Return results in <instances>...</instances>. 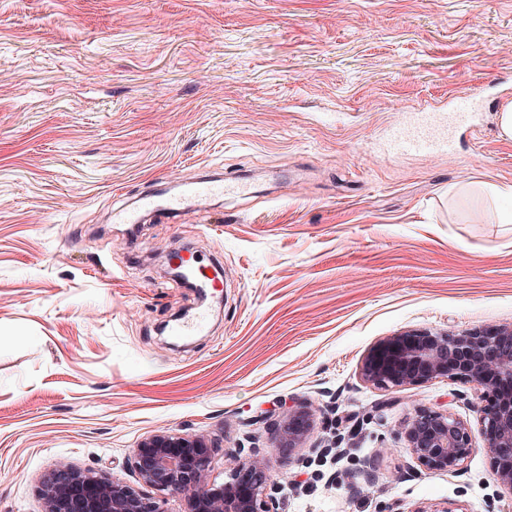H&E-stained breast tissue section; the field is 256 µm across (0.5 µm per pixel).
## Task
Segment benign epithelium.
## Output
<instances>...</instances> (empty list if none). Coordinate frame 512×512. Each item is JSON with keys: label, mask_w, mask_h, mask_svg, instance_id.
<instances>
[{"label": "benign epithelium", "mask_w": 512, "mask_h": 512, "mask_svg": "<svg viewBox=\"0 0 512 512\" xmlns=\"http://www.w3.org/2000/svg\"><path fill=\"white\" fill-rule=\"evenodd\" d=\"M168 277L190 288L177 254L168 255ZM365 382L388 390L452 377L480 387L476 407L485 429L486 451L500 483L512 490V394L497 397L495 383L512 385V326L465 334L404 333L389 336L364 357ZM313 427L311 414L291 408L282 417L273 447H303ZM406 448L429 472H456L469 458L472 438L465 423L447 414L422 410L404 429ZM139 486L105 472L61 467L43 480V512H70L59 493L65 480L85 489L81 512H169L180 496L182 512H278L269 497L271 474L265 464L246 459L225 474L212 476V445L203 437L159 433L141 442L129 460Z\"/></svg>", "instance_id": "benign-epithelium-1"}]
</instances>
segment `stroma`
Masks as SVG:
<instances>
[{
  "mask_svg": "<svg viewBox=\"0 0 512 512\" xmlns=\"http://www.w3.org/2000/svg\"><path fill=\"white\" fill-rule=\"evenodd\" d=\"M475 93L448 153L385 149ZM510 103L512 0H0V512L63 464L133 481L160 431L265 463L279 512H512L476 385L361 378L386 337L512 325ZM205 175L249 190L112 220ZM184 246L224 277L181 344ZM285 404L314 427L277 452ZM422 410L467 426L461 470L409 454Z\"/></svg>",
  "mask_w": 512,
  "mask_h": 512,
  "instance_id": "35a3bbf8",
  "label": "stroma"
}]
</instances>
